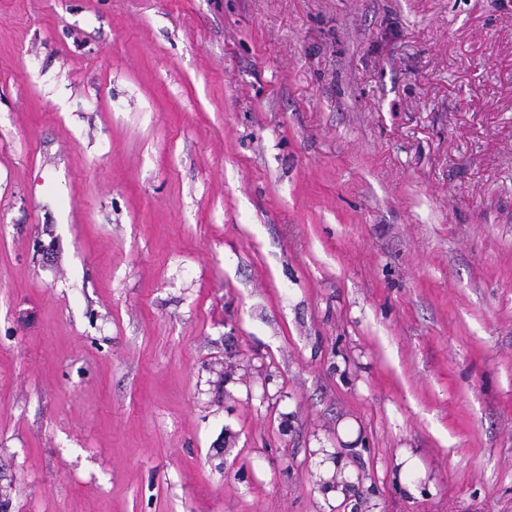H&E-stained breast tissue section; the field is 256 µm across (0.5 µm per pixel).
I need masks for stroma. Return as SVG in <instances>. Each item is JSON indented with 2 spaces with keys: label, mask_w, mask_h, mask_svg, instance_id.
<instances>
[{
  "label": "stroma",
  "mask_w": 512,
  "mask_h": 512,
  "mask_svg": "<svg viewBox=\"0 0 512 512\" xmlns=\"http://www.w3.org/2000/svg\"><path fill=\"white\" fill-rule=\"evenodd\" d=\"M0 512H512V0H0Z\"/></svg>",
  "instance_id": "1"
}]
</instances>
